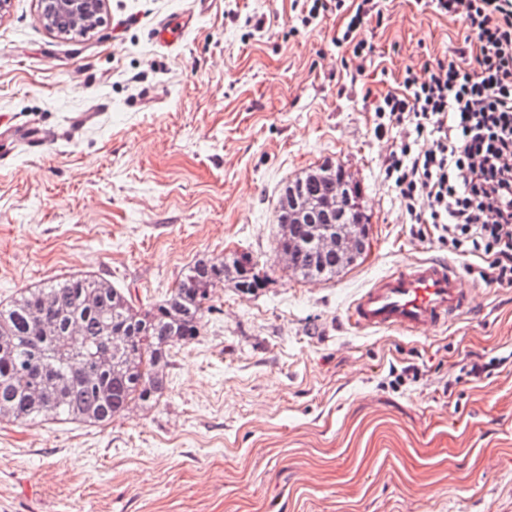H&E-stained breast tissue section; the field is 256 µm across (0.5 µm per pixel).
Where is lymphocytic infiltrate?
<instances>
[{
  "mask_svg": "<svg viewBox=\"0 0 512 512\" xmlns=\"http://www.w3.org/2000/svg\"><path fill=\"white\" fill-rule=\"evenodd\" d=\"M458 19L464 44L406 67L401 89L378 103L374 132L400 139L385 175L411 224H428L449 251L480 259L490 285L512 288V0H415ZM303 26L346 17L336 44L359 63L375 47L363 25L383 0H294Z\"/></svg>",
  "mask_w": 512,
  "mask_h": 512,
  "instance_id": "f902f5d3",
  "label": "lymphocytic infiltrate"
}]
</instances>
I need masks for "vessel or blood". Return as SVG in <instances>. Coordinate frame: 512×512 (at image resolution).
<instances>
[{"instance_id": "b4317fda", "label": "vessel or blood", "mask_w": 512, "mask_h": 512, "mask_svg": "<svg viewBox=\"0 0 512 512\" xmlns=\"http://www.w3.org/2000/svg\"><path fill=\"white\" fill-rule=\"evenodd\" d=\"M192 22L189 16L163 20L154 37L163 45H175ZM472 308L473 298L462 288L456 264L429 258L410 262L377 279L352 302L347 320L357 328L416 335L448 324Z\"/></svg>"}]
</instances>
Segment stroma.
Listing matches in <instances>:
<instances>
[{
    "label": "stroma",
    "mask_w": 512,
    "mask_h": 512,
    "mask_svg": "<svg viewBox=\"0 0 512 512\" xmlns=\"http://www.w3.org/2000/svg\"><path fill=\"white\" fill-rule=\"evenodd\" d=\"M291 4L106 0L100 27L68 36L38 0L0 11V305L88 275L146 310L195 260L226 258L159 400L100 427L0 417V512H512V288L407 223L384 174L395 138L374 134L377 97L462 27L388 0L359 74L343 19L305 28ZM28 128L47 144L16 139ZM327 163L360 186L368 247L310 282L273 252L278 200ZM243 256L264 276L247 293ZM428 257L464 267L471 312L418 335L347 322L362 288ZM193 20L194 17L190 15L165 19L155 29L154 38L163 45H175L183 38Z\"/></svg>",
    "instance_id": "obj_1"
}]
</instances>
